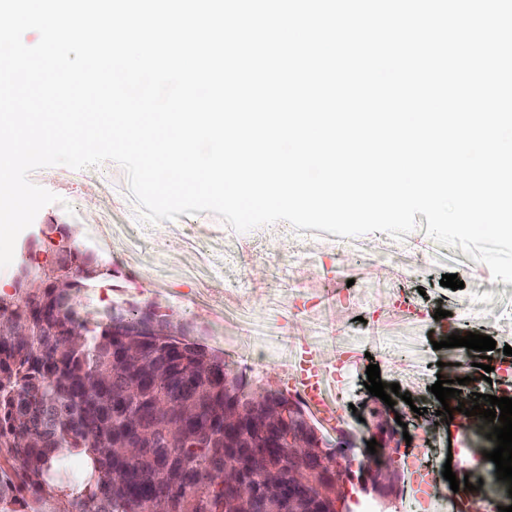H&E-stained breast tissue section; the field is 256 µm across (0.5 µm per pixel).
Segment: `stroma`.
<instances>
[{
  "instance_id": "35a3bbf8",
  "label": "stroma",
  "mask_w": 512,
  "mask_h": 512,
  "mask_svg": "<svg viewBox=\"0 0 512 512\" xmlns=\"http://www.w3.org/2000/svg\"><path fill=\"white\" fill-rule=\"evenodd\" d=\"M31 180L58 195L15 244L14 260L0 269V294L21 265L52 260L58 235L68 225L80 248L93 254L105 279L76 294L88 324L105 321L112 309L153 303L186 327L188 339L206 345L245 375L250 384L285 383L297 343H304L323 367L322 396L342 410L339 426L321 422L319 435L336 446L365 447L392 413L407 425L412 447L438 449L456 476L469 477L489 492L462 446L493 450L495 441L470 436L445 421L429 426L430 388L437 378L456 379L439 369L434 342L449 335L481 334L497 348L512 346V283L494 279L488 266L461 248L436 243L417 215V229L397 240L383 232L354 238L318 229H294L280 221L238 232L202 211L150 224L112 161L74 170L51 166ZM457 275L459 290L441 286ZM446 310L436 318V310ZM382 382L399 384L410 401L387 406L365 387L369 363ZM412 472L404 470L390 497L361 493L348 482L354 512H412Z\"/></svg>"
}]
</instances>
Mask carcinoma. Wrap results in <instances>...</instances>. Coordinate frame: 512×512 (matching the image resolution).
I'll list each match as a JSON object with an SVG mask.
<instances>
[{
    "instance_id": "cac0c4a2",
    "label": "carcinoma",
    "mask_w": 512,
    "mask_h": 512,
    "mask_svg": "<svg viewBox=\"0 0 512 512\" xmlns=\"http://www.w3.org/2000/svg\"><path fill=\"white\" fill-rule=\"evenodd\" d=\"M48 276L35 294L15 289L0 298V313L29 327L26 336H0V512H49L62 502L71 512H141L156 498L170 512H224L242 496L224 485V405L233 374L224 357L185 338L163 319L158 335L152 314L130 307L118 324L92 329L71 303L73 284ZM135 328L144 363L122 361L119 327ZM110 377V397L91 411L85 389ZM195 425L173 442L187 407ZM254 450L288 476V448L265 447L251 435ZM115 448H130L121 461ZM89 459L90 471L68 481L62 451ZM278 507L275 497L247 500L245 512Z\"/></svg>"
}]
</instances>
